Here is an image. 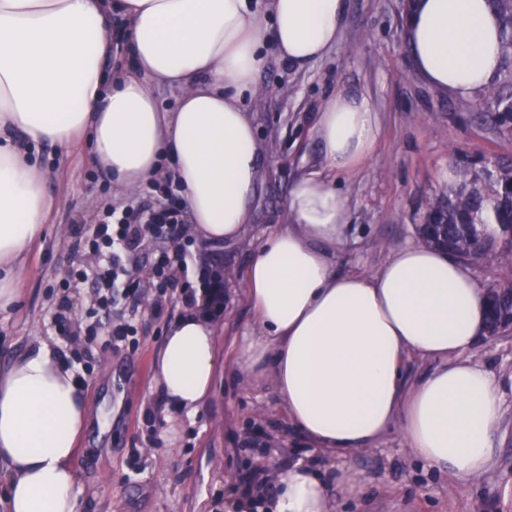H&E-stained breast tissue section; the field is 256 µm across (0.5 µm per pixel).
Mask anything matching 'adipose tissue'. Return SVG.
<instances>
[{
  "label": "adipose tissue",
  "instance_id": "obj_1",
  "mask_svg": "<svg viewBox=\"0 0 512 512\" xmlns=\"http://www.w3.org/2000/svg\"><path fill=\"white\" fill-rule=\"evenodd\" d=\"M127 21L137 73L105 85L113 14ZM344 0H0V314L17 310L26 260L59 201L32 156L68 155L90 140L117 194L165 165L185 193L191 234L211 243L246 232L261 159L241 96L255 90L272 42L301 68L336 46ZM413 67L425 83L470 100L498 76L500 19L487 0H413L406 14ZM178 88L161 110L155 85ZM370 98L339 90L320 108L323 171L290 187L287 222L257 247L245 272L254 321L236 345L242 382H271L289 422L339 458L365 452L399 427L406 449L451 482L492 474L500 384L467 359L485 327V290L459 257L421 243L393 252L371 275L336 272L349 200L333 174L375 152ZM196 293L158 350L156 388L176 414L214 396L216 326ZM437 360L405 386L407 356ZM88 413L74 372L49 344L0 360V512H78L75 458ZM272 494H230L224 512H331L354 496L360 470L328 481L305 462L278 470Z\"/></svg>",
  "mask_w": 512,
  "mask_h": 512
}]
</instances>
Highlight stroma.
<instances>
[{"instance_id": "35a3bbf8", "label": "stroma", "mask_w": 512, "mask_h": 512, "mask_svg": "<svg viewBox=\"0 0 512 512\" xmlns=\"http://www.w3.org/2000/svg\"><path fill=\"white\" fill-rule=\"evenodd\" d=\"M405 17L406 0H346L340 42L322 59L295 68L266 48L259 92L244 99L269 146L253 222L238 242L186 244L192 265H214L224 279V308L214 322L226 367L213 399L195 416L180 417L173 438L162 435L164 401L152 386L155 352L182 312L181 291L160 297L147 286L162 242L145 240L128 259L140 283L138 305L118 301L94 337L86 322L100 307L98 259L74 248L108 213L153 203L156 194L147 184L113 194L89 147L66 157L42 147L46 187L60 205L34 251L19 309L0 316V357L48 343L85 388L90 421L78 444L80 512H224L225 493L250 469L269 477L300 460L328 472L344 463L362 470L361 492L337 498L333 512H512V329L481 337L472 352L501 382L502 416L492 476L464 484L413 457L396 427L369 452L345 461L328 455L289 424L271 383L241 384L231 368L237 339L253 320L244 273L258 245L285 223L292 183L319 170L314 118L336 90L369 96L381 121L373 156L339 178L351 231L337 273L374 272L392 251L418 242L428 201L449 188V167L512 161V126L499 125L494 105L437 93L414 70ZM126 321L136 328L134 344L108 347L113 327Z\"/></svg>"}]
</instances>
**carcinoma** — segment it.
Masks as SVG:
<instances>
[{"instance_id": "1", "label": "carcinoma", "mask_w": 512, "mask_h": 512, "mask_svg": "<svg viewBox=\"0 0 512 512\" xmlns=\"http://www.w3.org/2000/svg\"><path fill=\"white\" fill-rule=\"evenodd\" d=\"M502 29L500 48L503 57H512V0H490ZM486 96L497 106L501 123L512 122V97L491 88ZM458 188L433 199L428 211L444 215L448 224V246L464 259L495 255L493 238L481 240L474 232L476 224H512V163L494 169L475 171L468 166L456 168Z\"/></svg>"}]
</instances>
